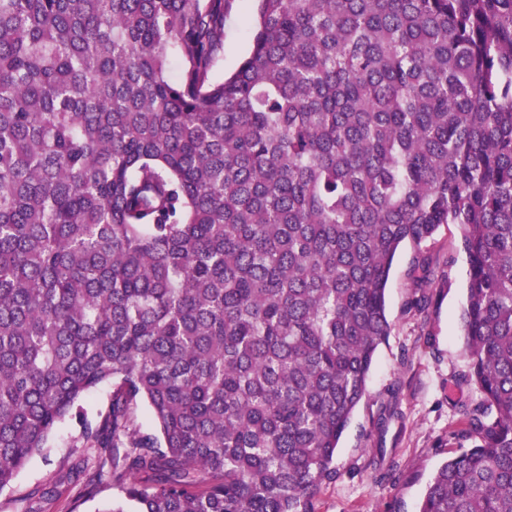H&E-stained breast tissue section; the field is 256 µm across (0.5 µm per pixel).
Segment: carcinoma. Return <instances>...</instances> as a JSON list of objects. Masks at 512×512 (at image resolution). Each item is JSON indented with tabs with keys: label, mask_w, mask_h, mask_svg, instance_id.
<instances>
[{
	"label": "carcinoma",
	"mask_w": 512,
	"mask_h": 512,
	"mask_svg": "<svg viewBox=\"0 0 512 512\" xmlns=\"http://www.w3.org/2000/svg\"><path fill=\"white\" fill-rule=\"evenodd\" d=\"M257 2L217 83L228 0H0V492L69 419L102 512H315L455 224L478 439L418 512H512V0ZM112 387L110 384H103L91 391L83 398V406L89 418H94L98 412L107 409L110 401Z\"/></svg>",
	"instance_id": "obj_1"
}]
</instances>
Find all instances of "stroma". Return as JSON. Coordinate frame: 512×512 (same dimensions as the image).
I'll return each mask as SVG.
<instances>
[{"label":"stroma","mask_w":512,"mask_h":512,"mask_svg":"<svg viewBox=\"0 0 512 512\" xmlns=\"http://www.w3.org/2000/svg\"><path fill=\"white\" fill-rule=\"evenodd\" d=\"M255 0H231L224 43L213 80L232 73L252 46ZM437 271L425 290L413 284L420 256ZM469 266L454 225H442L425 244L398 252L386 290L389 336L377 349L367 394L344 432L336 454L339 475L315 498V512H416L434 471L457 452L465 412L480 399L461 336ZM398 398L400 416L385 437L373 422L382 403ZM112 461L77 440L71 421L61 422L48 446L33 456L11 488L0 491V512H95L111 499L80 501L84 483Z\"/></svg>","instance_id":"obj_1"}]
</instances>
